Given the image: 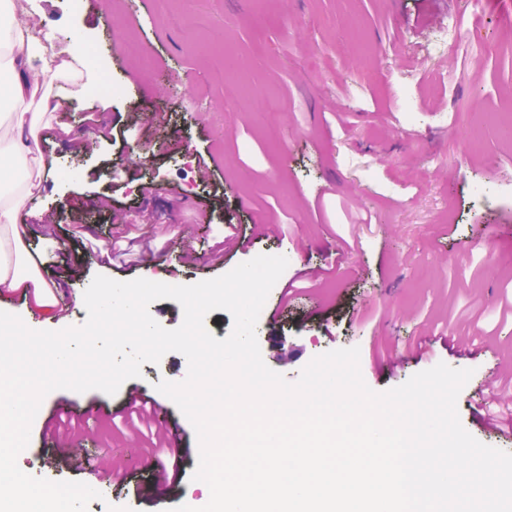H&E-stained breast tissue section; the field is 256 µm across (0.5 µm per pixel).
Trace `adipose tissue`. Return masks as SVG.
<instances>
[{
	"instance_id": "ef3b65f1",
	"label": "adipose tissue",
	"mask_w": 512,
	"mask_h": 512,
	"mask_svg": "<svg viewBox=\"0 0 512 512\" xmlns=\"http://www.w3.org/2000/svg\"><path fill=\"white\" fill-rule=\"evenodd\" d=\"M32 14L17 0H0V50L9 51L7 62H0V172L24 174L17 197L0 187V294L29 290L39 304L52 305L56 298L29 260L19 217L46 178L37 131L51 98L40 87L60 79L65 68L41 53Z\"/></svg>"
}]
</instances>
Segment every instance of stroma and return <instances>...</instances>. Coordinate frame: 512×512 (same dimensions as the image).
<instances>
[{
    "mask_svg": "<svg viewBox=\"0 0 512 512\" xmlns=\"http://www.w3.org/2000/svg\"><path fill=\"white\" fill-rule=\"evenodd\" d=\"M34 28L59 52L80 33L97 50L89 76L64 95L39 134L53 169L28 218L32 258L61 283L65 322L32 294L0 311L34 330L85 322L95 275L171 285L221 276L261 254L288 266L256 327L264 363L296 381L325 352L358 347L365 383L383 392L445 363L472 369L457 409L479 442L512 453V435L479 417L487 385L512 397V136L486 116L512 108V23L497 0H39ZM495 31V55L469 44L474 19ZM457 42L431 45L448 24ZM136 42L140 52L127 45ZM155 65L145 74L139 57ZM239 82L225 78L227 65ZM111 76L117 90L86 96ZM96 113L87 124V113ZM132 132L113 142V128ZM100 139L87 138L90 130ZM215 177L206 182L200 160ZM237 246L225 251L226 225ZM123 248L104 263L102 251ZM288 304L280 297L286 288ZM167 353L115 395L58 389L42 400L22 471L81 481L105 466L121 477L87 512H157L156 474L180 476L169 507L204 506L193 480L190 421L156 390L181 381ZM135 393L168 410L177 440L153 444L132 423ZM104 418H97V411ZM74 423L82 453L48 427Z\"/></svg>",
    "mask_w": 512,
    "mask_h": 512,
    "instance_id": "1",
    "label": "stroma"
}]
</instances>
